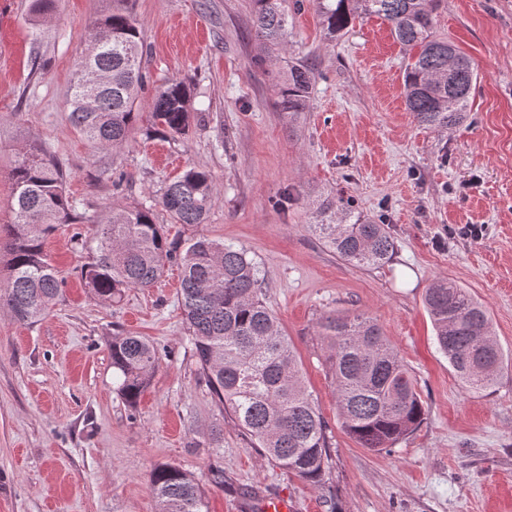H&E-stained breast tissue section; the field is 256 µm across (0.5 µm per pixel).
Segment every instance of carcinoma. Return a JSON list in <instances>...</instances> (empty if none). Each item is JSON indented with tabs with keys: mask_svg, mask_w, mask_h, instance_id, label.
Returning a JSON list of instances; mask_svg holds the SVG:
<instances>
[{
	"mask_svg": "<svg viewBox=\"0 0 512 512\" xmlns=\"http://www.w3.org/2000/svg\"><path fill=\"white\" fill-rule=\"evenodd\" d=\"M440 0H314L331 36L357 16H376L393 38L416 51L404 69L405 104L415 120L437 132L457 125L468 110L474 81L469 59L433 33ZM252 24L261 53L287 50V0H252ZM88 54L75 64L71 123L96 149H116L132 130L183 135L191 119L187 86L172 80L143 104L146 51L138 24L126 11H111L87 31ZM102 77L97 97L84 100L81 80ZM312 90L304 62L289 68L280 91L281 112L302 110ZM12 221L0 226V308L21 325H33L56 304L61 288L45 253L46 239L60 224L92 225L96 247L80 269L84 288L104 302H118L130 289L152 287L167 264L180 266L179 305L193 356L217 404L267 462L308 484H327L330 446L326 422L308 393L293 345L265 301L264 277L246 250L198 236L170 239L156 221L162 208L176 224L205 223L214 202L209 175L187 168L165 184L158 198L114 207L102 216L79 211L66 192L67 171L32 144L11 169ZM310 225L344 262L380 268L396 251L385 224L340 199L328 198ZM424 303L439 349L464 385L484 392L497 380L503 352L491 334L488 310L469 289L439 278ZM336 398L347 433L363 448L390 450L414 431L425 408L408 369L381 328L362 313L330 315L320 325ZM112 368L118 392L130 404L147 389L158 357L142 336L112 337ZM158 512H208L200 482L171 464L150 475Z\"/></svg>",
	"mask_w": 512,
	"mask_h": 512,
	"instance_id": "1",
	"label": "carcinoma"
}]
</instances>
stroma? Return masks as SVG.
I'll use <instances>...</instances> for the list:
<instances>
[{
    "label": "stroma",
    "instance_id": "obj_1",
    "mask_svg": "<svg viewBox=\"0 0 512 512\" xmlns=\"http://www.w3.org/2000/svg\"><path fill=\"white\" fill-rule=\"evenodd\" d=\"M130 11L147 51V88L186 84L185 135L136 132L93 150L68 120L87 28ZM434 32L478 75L470 112L447 132L405 105L407 56L386 22L356 18L329 37L313 0L288 10V51L256 63L251 0H56L36 20L30 0H0V225L10 219L18 150L37 143L68 169V194L102 213L157 193L186 168L206 171L216 200L194 230L158 212L169 237L195 233L248 251L266 301L302 364L328 426L331 474L315 488L264 461L200 377L178 304L179 268L108 304L80 279L84 224H63L45 252L61 295L22 326L0 311V512H155L153 468L169 463L206 484L209 512H512V0H441ZM314 69L303 111H276L289 63ZM122 176L113 187L114 176ZM353 199L387 224L397 251L376 269L340 260L309 229L325 198ZM481 224V238L457 235ZM440 277L489 311L508 358L487 392L465 391L436 344L424 306ZM370 316L409 370L426 409L392 450L344 430L319 337L326 316ZM158 351L136 405L116 390L115 334ZM224 485L209 486L211 464Z\"/></svg>",
    "mask_w": 512,
    "mask_h": 512
}]
</instances>
